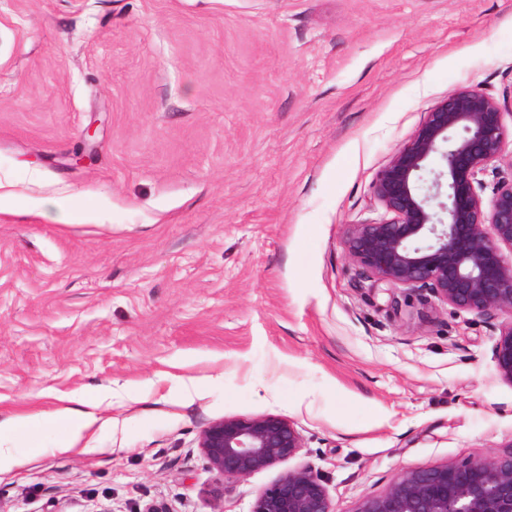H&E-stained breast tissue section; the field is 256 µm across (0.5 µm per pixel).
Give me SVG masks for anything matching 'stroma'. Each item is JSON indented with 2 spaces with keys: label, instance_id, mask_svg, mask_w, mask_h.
Returning <instances> with one entry per match:
<instances>
[{
  "label": "stroma",
  "instance_id": "stroma-1",
  "mask_svg": "<svg viewBox=\"0 0 512 512\" xmlns=\"http://www.w3.org/2000/svg\"><path fill=\"white\" fill-rule=\"evenodd\" d=\"M469 85L512 103V0H0V414L45 426L0 512H251L300 467L356 512L505 452L496 322L363 279L342 244ZM100 394L58 451L60 396ZM264 415L300 452L211 471L201 431Z\"/></svg>",
  "mask_w": 512,
  "mask_h": 512
}]
</instances>
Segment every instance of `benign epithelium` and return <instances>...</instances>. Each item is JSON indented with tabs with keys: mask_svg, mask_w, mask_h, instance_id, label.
Returning a JSON list of instances; mask_svg holds the SVG:
<instances>
[{
	"mask_svg": "<svg viewBox=\"0 0 512 512\" xmlns=\"http://www.w3.org/2000/svg\"><path fill=\"white\" fill-rule=\"evenodd\" d=\"M507 136L497 100L477 85L448 93L372 185L385 210L378 221L346 224L349 260L389 289L430 293L482 320L501 319L493 359L512 385V178L490 200L481 176L501 160ZM439 166L429 167L432 159ZM300 431L274 415L229 417L200 434L209 468L240 479L294 457ZM251 512H335L320 477L290 469L258 494ZM357 512H512V450L486 459L400 473Z\"/></svg>",
	"mask_w": 512,
	"mask_h": 512,
	"instance_id": "1",
	"label": "benign epithelium"
}]
</instances>
